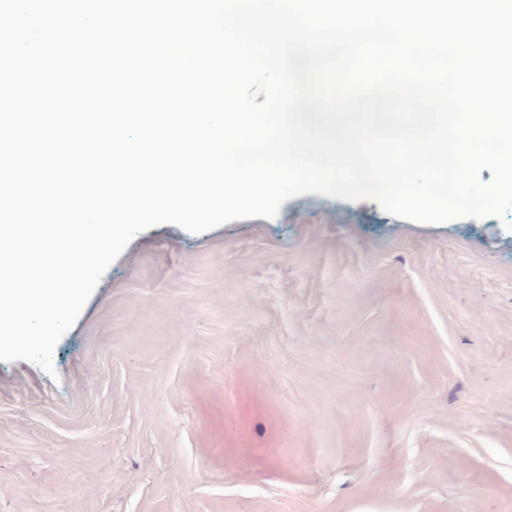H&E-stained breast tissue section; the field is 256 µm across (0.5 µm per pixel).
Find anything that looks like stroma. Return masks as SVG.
<instances>
[{
  "label": "stroma",
  "mask_w": 512,
  "mask_h": 512,
  "mask_svg": "<svg viewBox=\"0 0 512 512\" xmlns=\"http://www.w3.org/2000/svg\"><path fill=\"white\" fill-rule=\"evenodd\" d=\"M508 221L139 233L54 375L0 362V512H512Z\"/></svg>",
  "instance_id": "obj_1"
}]
</instances>
